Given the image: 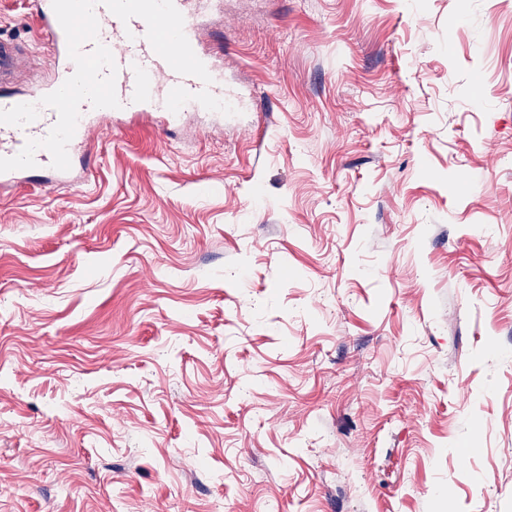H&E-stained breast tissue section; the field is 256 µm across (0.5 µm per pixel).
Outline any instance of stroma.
Returning a JSON list of instances; mask_svg holds the SVG:
<instances>
[{"label": "stroma", "mask_w": 512, "mask_h": 512, "mask_svg": "<svg viewBox=\"0 0 512 512\" xmlns=\"http://www.w3.org/2000/svg\"><path fill=\"white\" fill-rule=\"evenodd\" d=\"M201 36L239 115L0 187V512H512V0Z\"/></svg>", "instance_id": "35a3bbf8"}]
</instances>
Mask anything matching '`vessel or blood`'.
<instances>
[{
    "mask_svg": "<svg viewBox=\"0 0 512 512\" xmlns=\"http://www.w3.org/2000/svg\"><path fill=\"white\" fill-rule=\"evenodd\" d=\"M175 7L184 17V33L195 53L209 72L211 84L194 76H182L152 49L146 38L147 25L141 18L122 22L106 6L97 5L95 15L99 23L97 43L107 46L114 57L118 71L116 93L120 108H95L82 103L76 131L68 144L69 153L86 145L93 130L101 123L121 118H131L145 112L157 113L164 126L177 125L180 114L172 113L165 106L166 98L174 87L180 86L188 92L197 93L207 89L227 102L235 97L224 84V73L217 63L215 50L205 48L200 40L203 16L217 10L220 0H173ZM34 18L40 32L46 34L49 42V77L31 83L25 91L12 92L11 86L26 64L24 47L12 40L0 38V109L18 104H39L40 99L56 89L73 74L74 63L67 50L65 33L52 8V0H35ZM57 121V113L48 107H41L38 118L23 126L0 124V157L16 155L31 139L44 138ZM35 170L18 169L0 173V184H19L26 181L31 172L49 175L55 180L65 179L64 171L51 167V156L46 150H38Z\"/></svg>",
    "mask_w": 512,
    "mask_h": 512,
    "instance_id": "1",
    "label": "vessel or blood"
}]
</instances>
